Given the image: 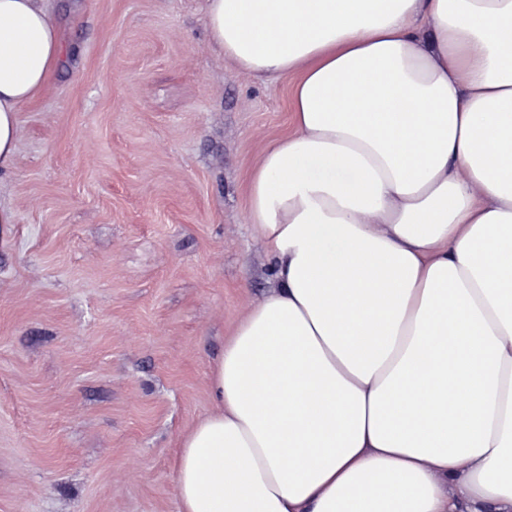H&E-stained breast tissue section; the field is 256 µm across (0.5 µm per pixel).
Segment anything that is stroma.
I'll return each instance as SVG.
<instances>
[{"mask_svg": "<svg viewBox=\"0 0 512 512\" xmlns=\"http://www.w3.org/2000/svg\"><path fill=\"white\" fill-rule=\"evenodd\" d=\"M204 4L52 0L65 62L0 175V512H177V444L268 288L248 176L290 80L217 56Z\"/></svg>", "mask_w": 512, "mask_h": 512, "instance_id": "1", "label": "stroma"}]
</instances>
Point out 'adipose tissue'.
I'll return each mask as SVG.
<instances>
[{
    "mask_svg": "<svg viewBox=\"0 0 512 512\" xmlns=\"http://www.w3.org/2000/svg\"><path fill=\"white\" fill-rule=\"evenodd\" d=\"M213 50L287 76L250 174L273 285L181 437L179 512H512V0H206ZM0 0V171L62 65Z\"/></svg>",
    "mask_w": 512,
    "mask_h": 512,
    "instance_id": "1",
    "label": "adipose tissue"
}]
</instances>
